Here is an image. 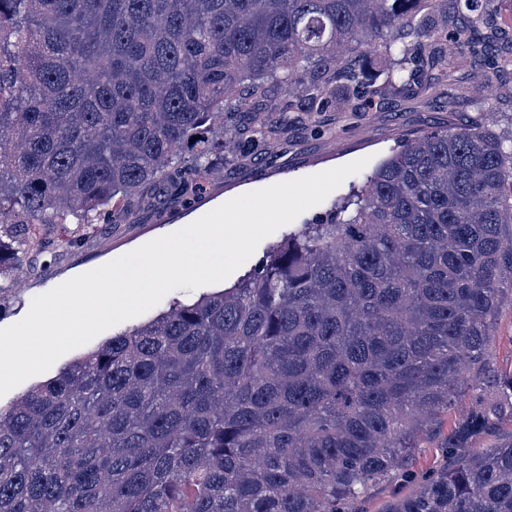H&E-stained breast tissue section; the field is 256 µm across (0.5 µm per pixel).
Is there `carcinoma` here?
<instances>
[{
	"label": "carcinoma",
	"mask_w": 512,
	"mask_h": 512,
	"mask_svg": "<svg viewBox=\"0 0 512 512\" xmlns=\"http://www.w3.org/2000/svg\"><path fill=\"white\" fill-rule=\"evenodd\" d=\"M432 0H0V299L44 224L91 230L147 185L204 189L224 110L269 84L321 112L355 57L384 89L449 86L466 41ZM426 39L427 54L394 32ZM512 136L431 130L234 287L177 304L0 410V512H359L441 416L453 464L388 512H512ZM512 300L509 294L500 307L495 325V337L489 348V363L493 369L512 368Z\"/></svg>",
	"instance_id": "1"
}]
</instances>
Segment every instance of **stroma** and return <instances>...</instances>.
Wrapping results in <instances>:
<instances>
[{
	"instance_id": "1",
	"label": "stroma",
	"mask_w": 512,
	"mask_h": 512,
	"mask_svg": "<svg viewBox=\"0 0 512 512\" xmlns=\"http://www.w3.org/2000/svg\"><path fill=\"white\" fill-rule=\"evenodd\" d=\"M491 22L496 38L486 54L470 60L452 86L430 96L420 91L387 96L367 110L360 101H346L340 91L323 111L292 112L286 116L267 108V99L276 96V89H269L267 96L253 97L252 112H240L225 121L224 136L233 138L236 128L248 124L256 112L276 127L277 132L270 140L244 146L238 153L215 149V167L200 194L185 200L163 184L148 185L125 219L100 225L78 247L50 248L37 275H30L26 266H18L13 273L15 291L0 302V328L22 320L36 296L177 231L241 194L366 159L367 165L361 172L348 177L321 204L293 221L291 228L297 229L325 217L335 204L364 186L405 139L436 128L471 125L489 126L502 136L512 134V67L502 64L503 59L512 57V0H497ZM206 292L202 286L168 293L154 308L61 356L46 371V378L55 377L67 363L96 349L114 332L140 326L173 303H190ZM488 355L492 368H512L511 298L502 302ZM446 464L447 456L441 449H422L409 463L408 477L371 489L361 505L362 512H386L390 500L409 494L419 480Z\"/></svg>"
}]
</instances>
